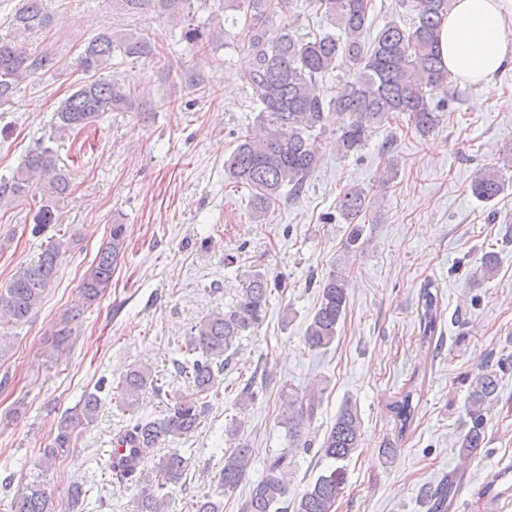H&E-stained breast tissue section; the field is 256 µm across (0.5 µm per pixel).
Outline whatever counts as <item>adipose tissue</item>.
<instances>
[{
	"instance_id": "adipose-tissue-1",
	"label": "adipose tissue",
	"mask_w": 512,
	"mask_h": 512,
	"mask_svg": "<svg viewBox=\"0 0 512 512\" xmlns=\"http://www.w3.org/2000/svg\"><path fill=\"white\" fill-rule=\"evenodd\" d=\"M512 24V0H454L440 31L439 48L460 81L483 86L512 63L504 32Z\"/></svg>"
}]
</instances>
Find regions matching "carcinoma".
Segmentation results:
<instances>
[{
  "instance_id": "obj_1",
  "label": "carcinoma",
  "mask_w": 512,
  "mask_h": 512,
  "mask_svg": "<svg viewBox=\"0 0 512 512\" xmlns=\"http://www.w3.org/2000/svg\"><path fill=\"white\" fill-rule=\"evenodd\" d=\"M209 0H115L119 8L143 14L153 11L180 29V39L207 51L223 39L225 30L215 31L195 23V7L207 6ZM453 0H413L412 18H393L386 22L371 44L365 34L371 0H314L332 30L299 33V15L293 0H218L217 10L236 25L243 23L250 38L242 49L252 57V67L241 74L258 110L255 123L238 137L237 145L224 161L234 182L250 190L253 218L262 221L271 206L283 195L298 197L307 179L319 166L322 156L315 145L313 132L325 128L327 111L348 116V123L336 137V151L348 154L360 150L368 141L374 125L407 117V125L425 136L439 124V112L447 106L451 74L445 67L439 36ZM278 15L281 25L272 33L269 18ZM17 28L29 30L48 24L42 0H24L15 12ZM122 58L161 59L160 51L148 34L137 31L104 30L93 35L77 57L81 71L93 78L79 85L53 115L51 130L58 135L80 132L99 122L108 112H141L144 95L131 86L103 79L98 72L110 68L112 60ZM348 61L357 76L344 83L330 101L315 92L318 80L336 70L338 60ZM51 64L47 54L32 55L11 41H0V107L9 103L22 82ZM40 189L41 198L30 210L33 233H41L57 223L59 204L70 187L68 174L58 164L54 150L42 143L30 150L23 162L8 177L0 176V203L27 196L36 197L31 188ZM504 189L495 172L478 173L470 183L472 194L489 202ZM367 193L350 187L338 197L336 211L352 225L345 250L355 251L362 235L356 219L366 209ZM62 243L48 245L34 264H22L10 279L0 283V326L27 321L38 308L57 272ZM127 250L126 228L114 224L109 241L99 250L95 264L83 279L81 290L89 302L111 287L112 275ZM346 271L331 270L319 281L318 306L304 336L305 346L318 351L336 340L337 329L345 315L349 299ZM434 284L426 282L420 290L422 312L419 319L420 342L432 344L438 325V298ZM273 296L271 279L265 272L249 273L242 284L236 305L216 311L192 328L187 341L189 357L177 363L184 385L171 388L166 375L149 367L128 370L118 389L124 405L132 409L146 388L167 398L166 414L159 418H140L116 440L126 454L112 459L117 476L135 482L139 490L135 512H166L168 489L179 483L191 467V458L172 448L152 471L143 468L154 449L194 432L204 415L203 398L218 391L224 371L231 368L232 349L242 333L257 328L264 321ZM260 386L252 378L244 384L237 402L242 407L254 403ZM497 391L493 372L476 377L469 396L467 415L471 426L461 441V455L467 457L484 442L486 405ZM415 385L403 391L390 405L400 432H405L414 418ZM321 393L309 389L291 390L284 395L283 427L288 447L268 459L265 477L254 482L242 502L240 512H288L290 488L286 473L299 448L309 449L306 429L321 404ZM98 409L94 394L85 396L78 406L61 420L53 443L38 458L44 467L69 447L73 430L93 421ZM361 420L357 409L345 402L331 427L326 430L317 450L329 467L310 483L296 502L294 512H335L344 497L346 478L343 462L360 447ZM253 461V449L246 442L224 453L218 481L226 492L237 489ZM460 478L452 475L427 498L429 512H448V499L457 489ZM83 487L72 486L67 506L56 509L45 485L33 481L18 488L9 512H70L82 496ZM187 512H224L221 504L207 497L192 499Z\"/></svg>"
}]
</instances>
